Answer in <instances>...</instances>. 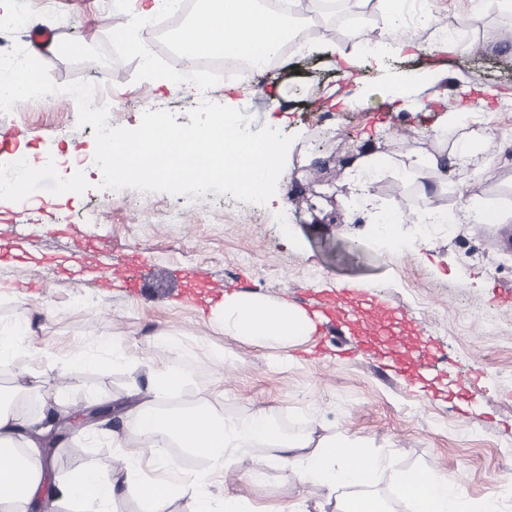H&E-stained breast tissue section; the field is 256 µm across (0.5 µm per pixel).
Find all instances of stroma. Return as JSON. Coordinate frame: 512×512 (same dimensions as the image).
<instances>
[{"label": "stroma", "mask_w": 512, "mask_h": 512, "mask_svg": "<svg viewBox=\"0 0 512 512\" xmlns=\"http://www.w3.org/2000/svg\"><path fill=\"white\" fill-rule=\"evenodd\" d=\"M113 0H30L40 11L39 27L76 37L83 53L52 51L46 64L60 85L94 81L88 60L104 56L102 97L120 105L114 123L138 126L143 112L168 110L178 124H189L188 112L208 100L249 115L251 131L277 127L291 136L280 191L266 204L244 203L231 195L207 192L193 209L181 197L133 190L131 201H111L98 225L76 224L78 210L106 197L94 163L91 125H78V110L67 94L18 103L0 113V128L23 131L24 148L46 167L47 177L28 181L16 156H0V183H21L10 205L21 224H0V239L19 238L35 264L0 265V325L29 322L14 356L0 363V399L38 404L63 398L70 408L97 398L133 401L145 386L150 368L170 363L183 368L190 383L184 392L192 401H209L228 417H241L264 406L284 433L361 434L373 438L375 451L386 459L377 488L386 503H397L392 490L412 472H445L456 478L464 499L475 505L494 501L498 512H512V382L500 374L512 371V223L454 224L428 245L416 240L414 220L427 199L401 178L397 169L384 172L376 198L384 209L406 215V247L398 253L376 241L364 218L347 223L340 181L365 147L393 158L435 146L433 128L486 90L509 94L492 102L487 124L492 130L512 127V44H505L499 10L486 9L473 23L478 0H431L441 26L464 34L469 53L438 56L429 30L411 22L391 23L381 0H370L368 22L359 38L375 41L394 28L397 37L416 43L414 51L384 53L380 62H363L344 76L331 47L349 42V32L332 23L314 40L307 57L288 55L269 71L253 77L244 92L227 81L198 84V94L184 97L162 91L158 76L165 67L158 52L137 58L123 54L109 39ZM60 12L57 20L45 18ZM410 82L416 100L393 99L390 88ZM435 104L429 118L421 108ZM336 120L323 125V113ZM84 152L80 169L57 166L71 149ZM512 140H500L482 159L480 175L461 172L440 196L447 210L457 212L470 200L490 209L512 208ZM79 178V195L62 199V183ZM50 199L46 211L35 201ZM59 223L54 234L41 225ZM104 242L113 267H121L136 251L150 256L142 291L131 297L116 290L104 295L73 283L47 266L50 257L74 252L84 240ZM204 268L223 282L225 294L245 279L248 291L275 303L310 308L315 293L344 284L383 295L408 316L420 321L434 347L436 363L424 385H407L393 373H382L367 359L348 361L335 351L312 355V342L251 347L225 336L217 325L223 296L205 307L184 303L180 269ZM497 319L488 329L485 314ZM172 334L175 349H164L160 332ZM127 355L112 361L113 349ZM89 351L94 365L70 364V357ZM35 389L24 392L23 387ZM124 449L112 437L70 436L53 449L46 471L63 482L74 468L89 465L115 469ZM261 454L242 455L236 472L215 487L268 512H319L325 502L319 491L302 488L287 468L269 466L261 484L243 475Z\"/></svg>", "instance_id": "35a3bbf8"}]
</instances>
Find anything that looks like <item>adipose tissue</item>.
Segmentation results:
<instances>
[{
  "instance_id": "adipose-tissue-1",
  "label": "adipose tissue",
  "mask_w": 512,
  "mask_h": 512,
  "mask_svg": "<svg viewBox=\"0 0 512 512\" xmlns=\"http://www.w3.org/2000/svg\"><path fill=\"white\" fill-rule=\"evenodd\" d=\"M178 0H138L134 14H127L117 0L112 14V34L126 37L132 28L173 8ZM191 42L189 56L217 53L241 56L256 49L272 54L288 37V21L276 11L259 10L255 0H205L186 30ZM450 114L436 130V149L431 153L411 152L399 160L364 149L347 169L344 184L350 197L359 200L354 216H367L376 207L372 176L389 166H397L408 180H430L433 185L447 184L450 177L466 167L483 173L481 154L492 143L489 127L472 130L467 122L474 115ZM225 335L245 344L262 347L276 343L295 344L310 336L314 324L306 312L290 305H274L256 294L225 296L223 307ZM188 381L179 367L164 365L150 371L147 385L137 400L126 406L122 417L130 422L134 437L156 442L163 437L172 446L185 449L208 462V473L187 482L175 478L148 479L141 470L143 457L130 456L123 467L107 473L92 467L73 472L60 483L47 512H117L116 488L123 485L139 497L142 512H167L170 504L184 500L185 512H244L240 498L218 497L212 490L211 475L234 471L240 456L248 448L264 449L255 467L247 474L249 482H258L265 467L285 464L300 485L323 491L334 500L336 512H384L377 490L383 460L372 451L370 437L284 435L274 426L270 413L257 409L242 419L218 413L206 403L162 411L159 399L181 393ZM32 416L11 407H0V455L11 456L9 467H0V512H26L38 503L43 472L38 463L37 439L22 437L26 428H36ZM403 500L408 512H457L462 496L458 482L444 473L411 474L403 482Z\"/></svg>"
}]
</instances>
